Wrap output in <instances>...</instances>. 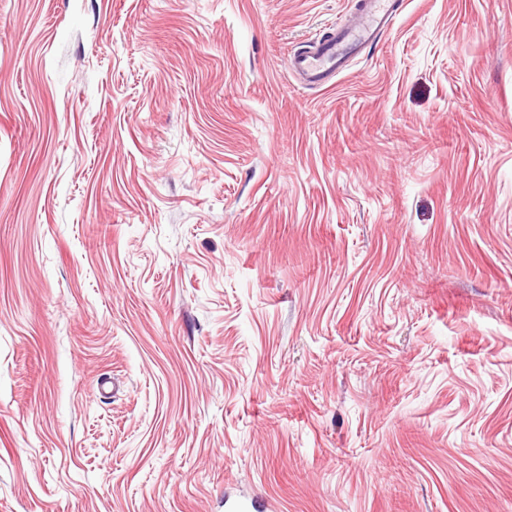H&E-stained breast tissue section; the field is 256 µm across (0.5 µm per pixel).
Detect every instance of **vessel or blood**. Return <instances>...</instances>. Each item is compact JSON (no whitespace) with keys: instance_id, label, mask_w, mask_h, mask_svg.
Here are the masks:
<instances>
[{"instance_id":"b4317fda","label":"vessel or blood","mask_w":512,"mask_h":512,"mask_svg":"<svg viewBox=\"0 0 512 512\" xmlns=\"http://www.w3.org/2000/svg\"><path fill=\"white\" fill-rule=\"evenodd\" d=\"M397 11L396 0H360L352 23L336 28L311 48L293 55L292 72L307 86L325 85L352 56L381 39L392 27Z\"/></svg>"}]
</instances>
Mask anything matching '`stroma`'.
Instances as JSON below:
<instances>
[{
    "instance_id": "stroma-1",
    "label": "stroma",
    "mask_w": 512,
    "mask_h": 512,
    "mask_svg": "<svg viewBox=\"0 0 512 512\" xmlns=\"http://www.w3.org/2000/svg\"><path fill=\"white\" fill-rule=\"evenodd\" d=\"M0 0V512H512V0ZM397 0H360L352 23L334 32L303 52L294 54L290 68L307 86L320 87L340 71L344 63L378 42L392 27L398 11Z\"/></svg>"
}]
</instances>
